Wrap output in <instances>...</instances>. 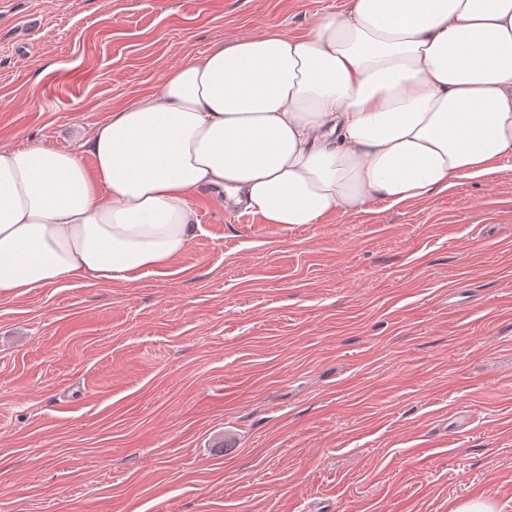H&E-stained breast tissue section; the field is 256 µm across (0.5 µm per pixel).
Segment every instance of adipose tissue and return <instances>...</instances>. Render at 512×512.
Returning a JSON list of instances; mask_svg holds the SVG:
<instances>
[{"label": "adipose tissue", "mask_w": 512, "mask_h": 512, "mask_svg": "<svg viewBox=\"0 0 512 512\" xmlns=\"http://www.w3.org/2000/svg\"><path fill=\"white\" fill-rule=\"evenodd\" d=\"M86 152L0 149V296L169 273L209 193L289 230L512 156V0H349L167 70Z\"/></svg>", "instance_id": "obj_1"}]
</instances>
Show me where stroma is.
Instances as JSON below:
<instances>
[{"label": "stroma", "instance_id": "35a3bbf8", "mask_svg": "<svg viewBox=\"0 0 512 512\" xmlns=\"http://www.w3.org/2000/svg\"><path fill=\"white\" fill-rule=\"evenodd\" d=\"M345 4L0 0V147ZM191 204L171 273L0 296V512H512V158L288 231Z\"/></svg>", "mask_w": 512, "mask_h": 512}]
</instances>
